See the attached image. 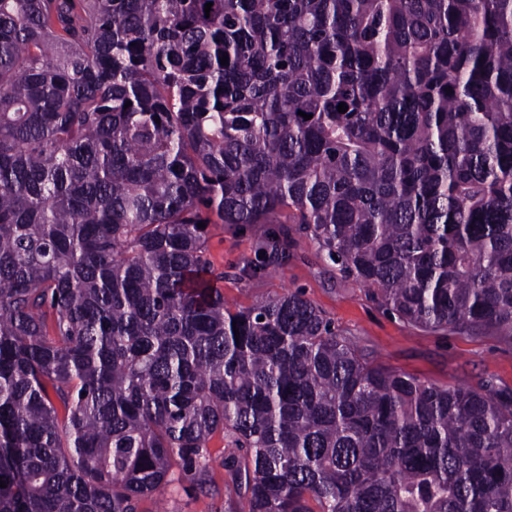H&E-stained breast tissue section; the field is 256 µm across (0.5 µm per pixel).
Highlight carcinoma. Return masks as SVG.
Wrapping results in <instances>:
<instances>
[{"mask_svg":"<svg viewBox=\"0 0 512 512\" xmlns=\"http://www.w3.org/2000/svg\"><path fill=\"white\" fill-rule=\"evenodd\" d=\"M200 222L512 341V0H0V512L204 492L217 432L248 512H512V391L231 310Z\"/></svg>","mask_w":512,"mask_h":512,"instance_id":"cac0c4a2","label":"carcinoma"}]
</instances>
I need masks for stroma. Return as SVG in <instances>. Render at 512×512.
Instances as JSON below:
<instances>
[{
    "label": "stroma",
    "instance_id": "1",
    "mask_svg": "<svg viewBox=\"0 0 512 512\" xmlns=\"http://www.w3.org/2000/svg\"><path fill=\"white\" fill-rule=\"evenodd\" d=\"M265 230L262 224L208 227L207 256L222 275L217 286L231 308L297 289L337 327L350 331L361 350L392 370L439 386L489 383L512 390L511 343L497 336H443L407 326L380 307L363 284L341 277L309 237L296 238L285 264L269 267L264 277H250L249 266L261 261L257 249ZM224 446L219 434L207 444L209 493H200L185 481L174 482L166 494L169 512H247L244 501L232 492Z\"/></svg>",
    "mask_w": 512,
    "mask_h": 512
}]
</instances>
